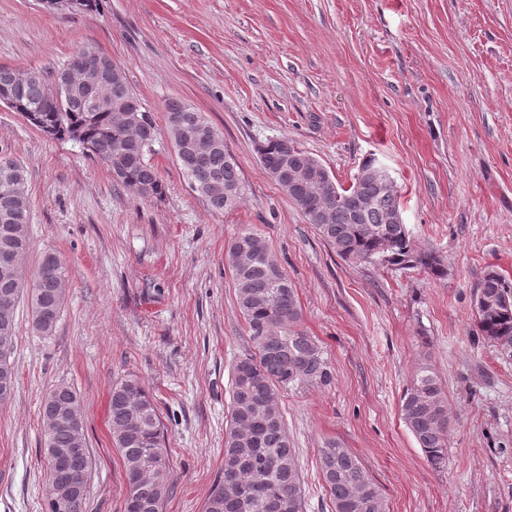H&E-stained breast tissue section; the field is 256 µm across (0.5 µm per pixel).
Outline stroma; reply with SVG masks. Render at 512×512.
Returning a JSON list of instances; mask_svg holds the SVG:
<instances>
[{"label": "stroma", "instance_id": "stroma-1", "mask_svg": "<svg viewBox=\"0 0 512 512\" xmlns=\"http://www.w3.org/2000/svg\"><path fill=\"white\" fill-rule=\"evenodd\" d=\"M120 64L157 127L162 197L114 182L70 141L0 104V146L31 194L34 273L55 252L68 275L49 336L15 309L14 395L0 406V512H46L39 409L60 383L81 401L93 469L85 512H123L112 388L152 396L173 468L164 512H203L224 462L233 367L253 351L225 248L261 233L295 283L300 325L334 368L328 387L282 398L306 512L327 500L318 454L348 448L385 512H512V357L477 329L487 271L512 282V0H102L95 13L0 0V66L51 72L80 47ZM178 99L224 134L245 195L212 210L168 137ZM287 138L341 187L375 157L416 249L442 275L344 260L269 178L257 148ZM448 402V461L431 466L401 420L421 368Z\"/></svg>", "mask_w": 512, "mask_h": 512}]
</instances>
